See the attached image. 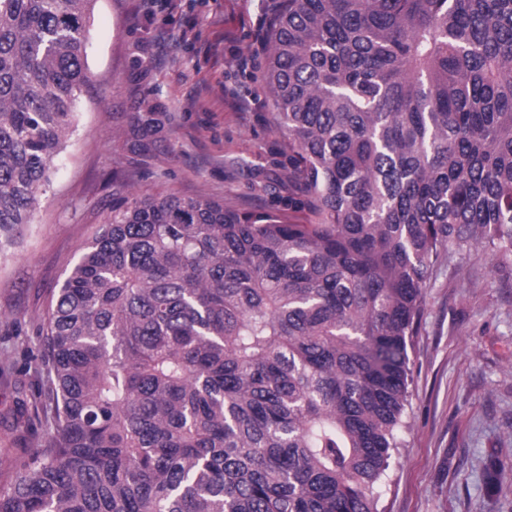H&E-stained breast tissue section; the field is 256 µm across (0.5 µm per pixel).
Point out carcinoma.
<instances>
[{
  "instance_id": "obj_1",
  "label": "carcinoma",
  "mask_w": 512,
  "mask_h": 512,
  "mask_svg": "<svg viewBox=\"0 0 512 512\" xmlns=\"http://www.w3.org/2000/svg\"><path fill=\"white\" fill-rule=\"evenodd\" d=\"M96 0H0V245L73 132ZM268 120L315 221L112 207L41 329L0 512H378L444 251L512 254V0H284ZM172 123L149 100L147 168Z\"/></svg>"
}]
</instances>
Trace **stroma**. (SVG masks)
<instances>
[{"label":"stroma","mask_w":512,"mask_h":512,"mask_svg":"<svg viewBox=\"0 0 512 512\" xmlns=\"http://www.w3.org/2000/svg\"><path fill=\"white\" fill-rule=\"evenodd\" d=\"M281 0H96L88 85L76 127L37 195L34 221L0 249V472L32 453L38 327L84 244L129 194L206 195L237 210L287 209L299 197L267 123L268 90L240 56L266 55ZM150 100L173 113L153 165L132 162L124 130ZM257 111L245 112L241 101ZM407 426L379 512H512V259L469 246L441 259L423 292ZM498 487L490 489L489 475Z\"/></svg>","instance_id":"35a3bbf8"}]
</instances>
